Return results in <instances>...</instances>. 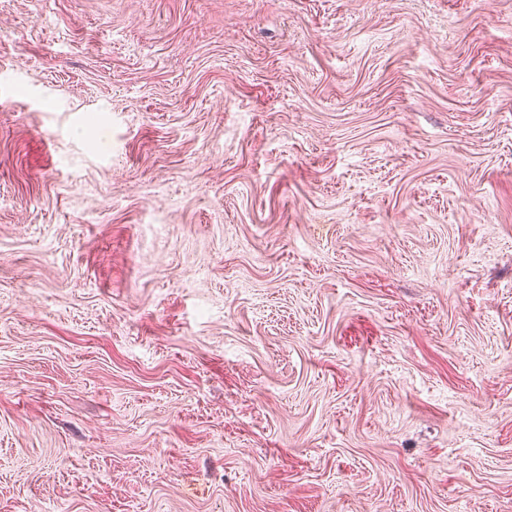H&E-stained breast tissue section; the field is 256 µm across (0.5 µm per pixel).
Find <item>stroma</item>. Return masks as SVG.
<instances>
[{"instance_id":"stroma-1","label":"stroma","mask_w":512,"mask_h":512,"mask_svg":"<svg viewBox=\"0 0 512 512\" xmlns=\"http://www.w3.org/2000/svg\"><path fill=\"white\" fill-rule=\"evenodd\" d=\"M0 512H512V0H0Z\"/></svg>"}]
</instances>
